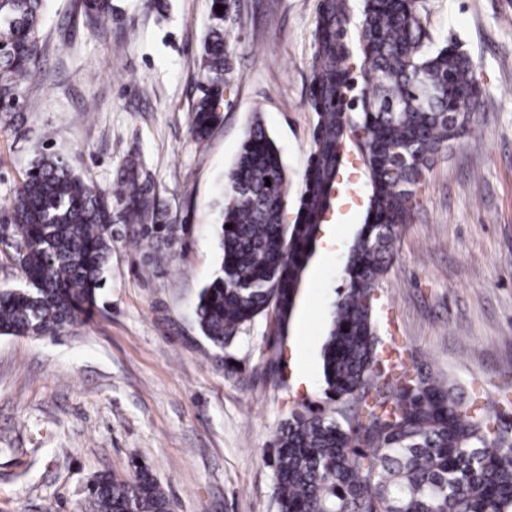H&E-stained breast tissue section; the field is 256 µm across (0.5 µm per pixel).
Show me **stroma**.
Masks as SVG:
<instances>
[{
    "mask_svg": "<svg viewBox=\"0 0 512 512\" xmlns=\"http://www.w3.org/2000/svg\"><path fill=\"white\" fill-rule=\"evenodd\" d=\"M322 0H231L220 121L192 136L207 84L211 0H112L89 20L80 0H47L27 85L0 111V213L33 160L56 153L108 188L129 155L153 180L177 237L166 262L112 252L105 309L55 337L0 335V512H89L100 473L146 464L173 512H278L267 447L291 411L334 410L322 347L363 224L369 173L350 146L336 198L341 245L313 254L282 342L265 361V317L224 349L193 314L216 275L221 190L261 116L296 198L313 149L308 62ZM433 46L468 55L491 107L423 169L397 259L371 296L381 346L478 397L512 429V0H420Z\"/></svg>",
    "mask_w": 512,
    "mask_h": 512,
    "instance_id": "obj_1",
    "label": "stroma"
}]
</instances>
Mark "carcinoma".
Masks as SVG:
<instances>
[{"label":"carcinoma","mask_w":512,"mask_h":512,"mask_svg":"<svg viewBox=\"0 0 512 512\" xmlns=\"http://www.w3.org/2000/svg\"><path fill=\"white\" fill-rule=\"evenodd\" d=\"M44 2L0 0V103L33 72ZM219 4L229 9L226 0H212L203 47L207 88L192 116L198 141L224 96L227 34ZM83 7L98 19L112 13V0H84ZM348 12V0H324L317 21L307 102L316 114L314 145L295 222L283 223L288 178L257 119L228 175L220 275L199 294L196 324L218 348L259 315L270 335H279L294 271L305 268L331 208L345 144L350 134L362 135L371 195L322 349L326 394L348 404L349 414L308 408L282 423L270 454L278 512H512L509 430L491 423L477 399L465 400L430 373L387 369L371 319V294L394 261L423 166L448 147V114L458 109L459 89L475 83L471 62L454 47H425L417 0H364L351 39ZM354 55L366 66L359 87L348 64ZM353 97L360 112L347 121ZM165 220L150 177L134 159L104 192L65 158L40 156L0 218L27 281L0 289V335L57 336L86 323L100 309L113 248L173 238L176 228ZM88 495L94 512H172L144 465L124 478L97 475Z\"/></svg>","instance_id":"carcinoma-1"}]
</instances>
